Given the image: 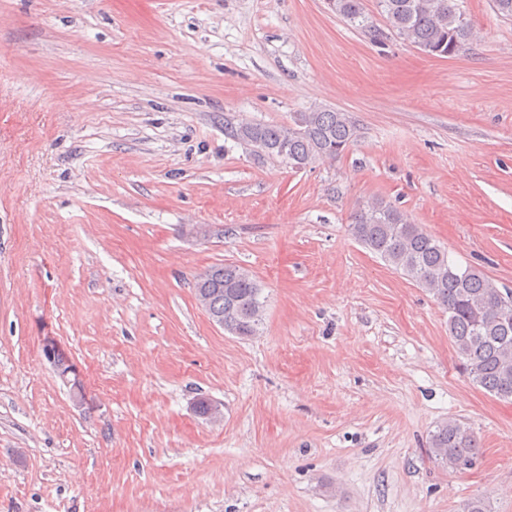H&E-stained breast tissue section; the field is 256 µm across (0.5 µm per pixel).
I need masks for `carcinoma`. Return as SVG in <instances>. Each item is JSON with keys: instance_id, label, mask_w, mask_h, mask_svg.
Instances as JSON below:
<instances>
[{"instance_id": "cac0c4a2", "label": "carcinoma", "mask_w": 512, "mask_h": 512, "mask_svg": "<svg viewBox=\"0 0 512 512\" xmlns=\"http://www.w3.org/2000/svg\"><path fill=\"white\" fill-rule=\"evenodd\" d=\"M388 29L380 28L363 0H333L332 10L371 42L392 34L431 56L453 57L469 51L477 33L459 0H376ZM358 129L345 112L313 109L296 113L290 124L246 123L228 127L238 143L263 147L289 168L302 170L343 156ZM350 230L367 250L409 280L427 289L448 312V335L473 383L512 402V290L501 291L482 272L453 261L448 250L399 207L377 201L358 208ZM207 287L196 276L195 295L207 297L212 315L224 316V330L240 337L257 335L264 321L265 298L255 277L233 263L210 266ZM435 460L463 472L474 466L480 443L456 420L430 432Z\"/></svg>"}]
</instances>
